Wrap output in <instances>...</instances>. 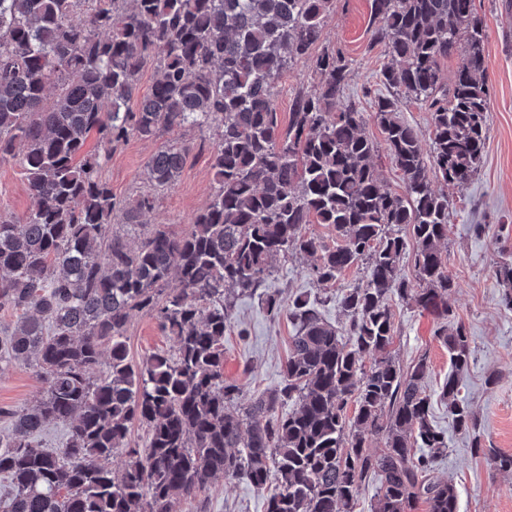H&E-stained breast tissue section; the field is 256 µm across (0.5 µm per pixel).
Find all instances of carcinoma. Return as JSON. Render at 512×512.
<instances>
[{
  "label": "carcinoma",
  "instance_id": "obj_1",
  "mask_svg": "<svg viewBox=\"0 0 512 512\" xmlns=\"http://www.w3.org/2000/svg\"><path fill=\"white\" fill-rule=\"evenodd\" d=\"M334 11L336 0H0V164L24 170L32 199L22 217L0 215V309L20 313L0 336V366L28 365L46 384L35 406L4 412L0 477L11 494L0 512H178V497L219 475L265 493V512H354L371 479L374 512H412L419 500L428 512H459L455 487L432 477L448 439L432 421L430 366L393 355L391 302L443 319L435 336L455 371L439 398L456 430L474 433L458 378L469 339L464 325L448 327V195L433 182L465 185L483 162L485 29L474 0H371V45L387 57L379 84L419 102L432 126L426 152L397 100H375L373 121L402 174L397 194L344 98L341 50L316 56L317 86L297 93L282 128L279 80L312 55ZM453 55L444 83L440 61ZM147 69L152 85L132 107ZM178 127L208 139L162 143L144 166L145 189L113 195L100 174L112 152ZM92 137L99 149L89 154ZM207 145L213 186L190 228L144 224ZM306 224L331 226L336 245L303 234ZM401 228L417 288L401 275ZM290 251L320 253L311 276L321 283L362 262L366 279L338 299L342 331L306 296L285 306L263 295L271 318L288 309L296 333L279 386L241 410L240 385L224 379V332L235 299ZM172 278L179 288L168 292ZM496 279L512 308V262ZM135 312L174 349L132 364ZM135 421L146 428L143 453L131 443ZM52 423L66 432L48 449L41 435ZM377 435L384 447L373 449ZM116 453L127 458L119 475L108 465Z\"/></svg>",
  "mask_w": 512,
  "mask_h": 512
}]
</instances>
